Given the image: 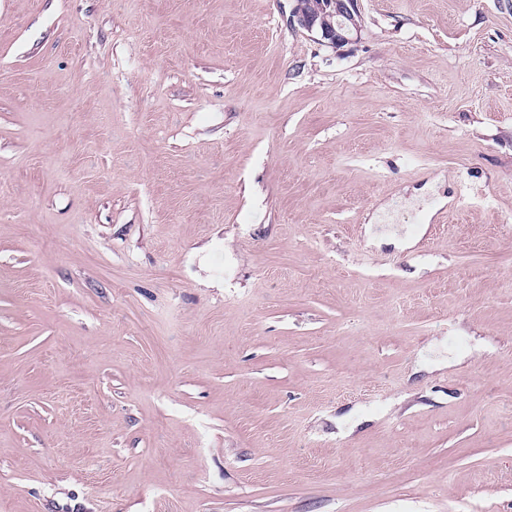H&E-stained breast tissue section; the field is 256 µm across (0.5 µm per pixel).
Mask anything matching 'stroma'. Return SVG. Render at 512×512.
<instances>
[{
    "label": "stroma",
    "mask_w": 512,
    "mask_h": 512,
    "mask_svg": "<svg viewBox=\"0 0 512 512\" xmlns=\"http://www.w3.org/2000/svg\"><path fill=\"white\" fill-rule=\"evenodd\" d=\"M291 7L0 0V512H512V0ZM289 14V24L315 33L332 47L349 42L350 36H356L361 30L359 0H295ZM317 2L314 10L306 9L304 4Z\"/></svg>",
    "instance_id": "1"
}]
</instances>
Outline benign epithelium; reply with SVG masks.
<instances>
[{"label": "benign epithelium", "mask_w": 512, "mask_h": 512, "mask_svg": "<svg viewBox=\"0 0 512 512\" xmlns=\"http://www.w3.org/2000/svg\"><path fill=\"white\" fill-rule=\"evenodd\" d=\"M359 0H319L313 10L304 7L302 0H295L289 24L315 33L325 43L336 47L349 42L350 36L361 30Z\"/></svg>", "instance_id": "1"}]
</instances>
